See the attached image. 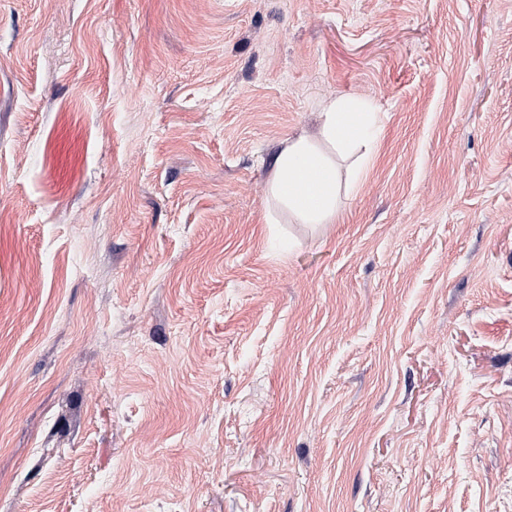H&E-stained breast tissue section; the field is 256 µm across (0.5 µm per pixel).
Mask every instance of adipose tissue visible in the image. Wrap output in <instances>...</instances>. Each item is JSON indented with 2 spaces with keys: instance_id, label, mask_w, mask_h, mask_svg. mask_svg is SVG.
Masks as SVG:
<instances>
[{
  "instance_id": "adipose-tissue-1",
  "label": "adipose tissue",
  "mask_w": 512,
  "mask_h": 512,
  "mask_svg": "<svg viewBox=\"0 0 512 512\" xmlns=\"http://www.w3.org/2000/svg\"><path fill=\"white\" fill-rule=\"evenodd\" d=\"M320 119V139L289 140L276 158L269 184L270 195L305 224L336 221L341 176L333 152H358L357 164L365 166L369 156L364 149L377 140L380 131L375 113L336 99L324 105Z\"/></svg>"
}]
</instances>
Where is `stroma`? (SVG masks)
Returning a JSON list of instances; mask_svg holds the SVG:
<instances>
[{
  "label": "stroma",
  "instance_id": "35a3bbf8",
  "mask_svg": "<svg viewBox=\"0 0 512 512\" xmlns=\"http://www.w3.org/2000/svg\"><path fill=\"white\" fill-rule=\"evenodd\" d=\"M0 512H512V0H0ZM321 139L300 136L288 140L280 150L269 184L270 195L303 224H332L336 221V191L340 172L332 154L365 148L356 163L363 168L367 149L377 140L380 127L376 113L364 106L355 109L340 100H331L320 112Z\"/></svg>",
  "mask_w": 512,
  "mask_h": 512
}]
</instances>
